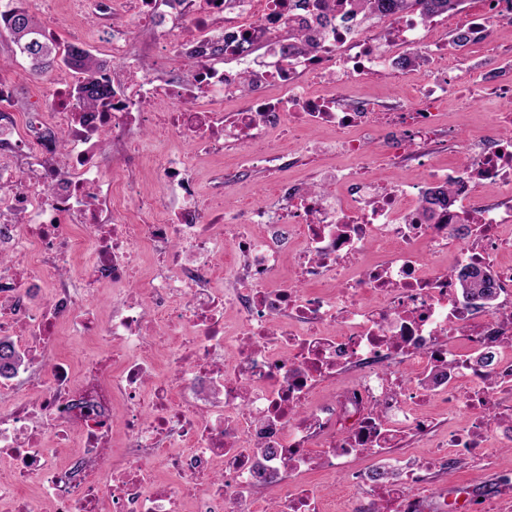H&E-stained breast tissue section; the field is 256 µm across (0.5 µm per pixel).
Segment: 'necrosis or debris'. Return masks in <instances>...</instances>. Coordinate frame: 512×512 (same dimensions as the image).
I'll return each instance as SVG.
<instances>
[{
    "label": "necrosis or debris",
    "instance_id": "necrosis-or-debris-1",
    "mask_svg": "<svg viewBox=\"0 0 512 512\" xmlns=\"http://www.w3.org/2000/svg\"><path fill=\"white\" fill-rule=\"evenodd\" d=\"M155 39L151 63L128 50L131 29L98 28L119 66L112 99L78 111L76 82L36 91L28 112L0 80V336L35 371L29 391L0 408V503L11 512H322L321 485L359 458L341 485L342 512H423L429 472L456 459L480 469L489 437L512 447V113L473 135L439 167L434 144L449 92L512 103V46L469 64L468 51L512 26V0H482L463 20L420 13L377 19L345 0H136ZM466 33L448 38L450 28ZM305 32L308 43L293 41ZM224 51L212 55L213 42ZM251 43L245 53L241 44ZM191 56L188 78L169 76ZM403 105L377 112L339 88L409 76ZM51 97L53 113L43 111ZM171 107L163 138L263 167L284 158V124L330 128L309 143L331 156L309 188L276 183L266 202L214 207L191 156L158 153L161 194L151 219L130 202L142 154L135 131ZM68 133L59 143L58 130ZM23 151L15 166L5 156ZM414 160L422 179L386 184L380 159ZM447 208L428 216L429 185ZM378 251V264L364 257ZM87 272L68 277L78 252ZM163 264L139 277L153 254ZM488 274L494 293L469 302L456 276ZM110 309L93 304L98 282ZM91 353L58 348L62 324ZM489 354L488 369H477ZM457 424L399 474L386 449L427 432L432 401ZM124 450L113 454L116 433ZM170 474L158 482L155 473ZM36 481V492L26 489Z\"/></svg>",
    "mask_w": 512,
    "mask_h": 512
}]
</instances>
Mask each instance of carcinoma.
I'll list each match as a JSON object with an SVG mask.
<instances>
[{"label": "carcinoma", "instance_id": "obj_1", "mask_svg": "<svg viewBox=\"0 0 512 512\" xmlns=\"http://www.w3.org/2000/svg\"><path fill=\"white\" fill-rule=\"evenodd\" d=\"M463 0H356V7L367 15L379 14H407L419 12L425 15L447 14L455 11ZM9 36L17 46L21 55L25 56L31 66V71L42 76L52 71L56 65L77 68L85 73L87 81L86 94L80 105L87 109L96 104L104 96L106 89L100 84L101 71L106 64L99 60L91 51L82 48H68L58 50L53 40L43 34L45 25L32 17L24 7L18 6L6 18ZM448 189L442 186L429 188L422 200L423 210L430 214L438 207L448 205ZM461 288L468 292L474 288L480 289V296L484 297L491 292L493 283L491 279L467 280L458 275ZM5 345L12 351L14 359L10 363L0 361V376H7L14 372L23 362L21 353L15 344L8 338H0V345Z\"/></svg>", "mask_w": 512, "mask_h": 512}]
</instances>
